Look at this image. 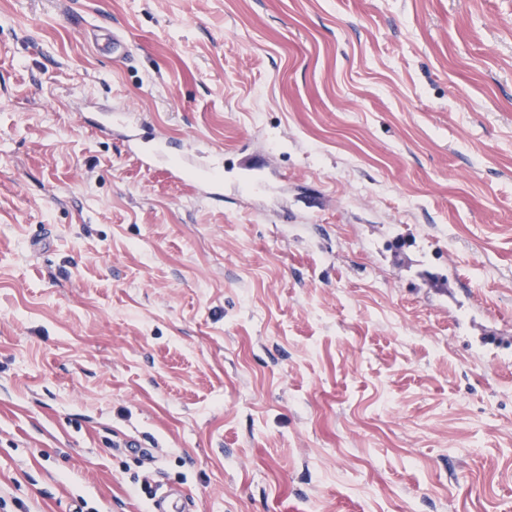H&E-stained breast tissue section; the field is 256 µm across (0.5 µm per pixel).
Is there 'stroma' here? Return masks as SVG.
Masks as SVG:
<instances>
[{
    "mask_svg": "<svg viewBox=\"0 0 512 512\" xmlns=\"http://www.w3.org/2000/svg\"><path fill=\"white\" fill-rule=\"evenodd\" d=\"M130 135L222 160L223 200ZM145 481L512 512V0H0V500L148 512ZM98 32L96 41L101 50L106 53H112V56H124L129 52L126 41L118 35L113 29L101 27L96 28Z\"/></svg>",
    "mask_w": 512,
    "mask_h": 512,
    "instance_id": "35a3bbf8",
    "label": "stroma"
}]
</instances>
